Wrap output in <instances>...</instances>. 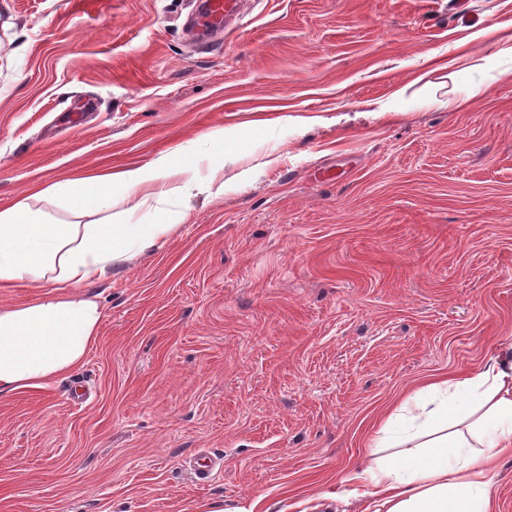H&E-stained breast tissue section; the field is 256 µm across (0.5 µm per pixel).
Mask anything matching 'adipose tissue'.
Masks as SVG:
<instances>
[{
    "label": "adipose tissue",
    "instance_id": "obj_1",
    "mask_svg": "<svg viewBox=\"0 0 512 512\" xmlns=\"http://www.w3.org/2000/svg\"><path fill=\"white\" fill-rule=\"evenodd\" d=\"M126 203L147 204L158 187L197 189L191 163H157L29 186L0 209V288L33 287L36 297L0 304V395L44 386L80 365L96 342L99 303L75 294L121 257L136 256L169 235L168 223L129 224L112 207V185ZM64 199L78 217L60 224L30 202ZM512 456V343L458 378L425 384L404 399L371 440L351 479H366L376 512H492L488 477Z\"/></svg>",
    "mask_w": 512,
    "mask_h": 512
}]
</instances>
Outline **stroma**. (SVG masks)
I'll list each match as a JSON object with an SVG mask.
<instances>
[{
  "label": "stroma",
  "instance_id": "1",
  "mask_svg": "<svg viewBox=\"0 0 512 512\" xmlns=\"http://www.w3.org/2000/svg\"><path fill=\"white\" fill-rule=\"evenodd\" d=\"M187 14L0 0V209L161 158L231 185L132 211L175 228L79 286L82 364L0 396V512H364L372 433L512 341V0H246L206 48Z\"/></svg>",
  "mask_w": 512,
  "mask_h": 512
}]
</instances>
